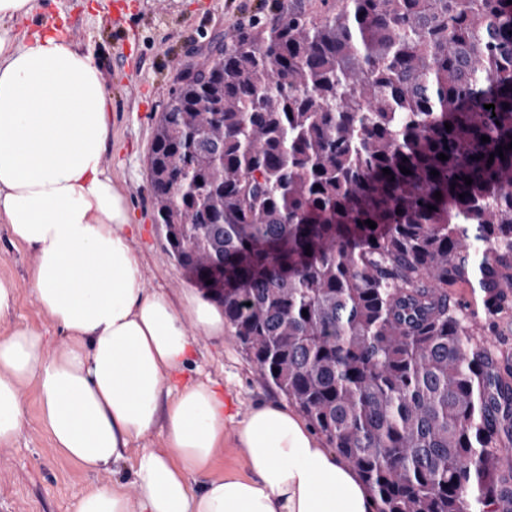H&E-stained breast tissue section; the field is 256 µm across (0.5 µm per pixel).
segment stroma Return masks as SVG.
I'll return each instance as SVG.
<instances>
[{"label":"stroma","mask_w":512,"mask_h":512,"mask_svg":"<svg viewBox=\"0 0 512 512\" xmlns=\"http://www.w3.org/2000/svg\"><path fill=\"white\" fill-rule=\"evenodd\" d=\"M342 0H43L31 24L65 19L66 35L88 51L102 73L112 100L104 166L127 200L138 231L130 241L140 256L148 291L166 294L176 311L200 295L153 219L148 157L157 118L188 65L206 61L215 43L269 25L301 8L319 16ZM32 251L16 242L0 223V278L16 284L13 312L0 320V336L18 326L44 335L47 349L65 336L39 309ZM184 380H212L224 391L228 418L224 448L214 462L218 473L241 470L243 459L234 429L256 404L287 405V398L262 378L245 351L231 338L196 334ZM23 431L0 445V512H74L83 495L100 487L128 486L129 463L85 472L56 448L41 418L34 384L21 391Z\"/></svg>","instance_id":"obj_1"}]
</instances>
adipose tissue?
<instances>
[{
  "instance_id": "ef3b65f1",
  "label": "adipose tissue",
  "mask_w": 512,
  "mask_h": 512,
  "mask_svg": "<svg viewBox=\"0 0 512 512\" xmlns=\"http://www.w3.org/2000/svg\"><path fill=\"white\" fill-rule=\"evenodd\" d=\"M39 0H0V223L33 250L39 306L65 343L41 332L0 336V444L23 427L32 383L57 448L86 471L133 457L135 495L101 487L76 512H377L351 466L278 404L235 428L246 473L214 474L224 393L176 385L193 330L220 337L223 311L192 299L179 315L144 286L137 226L103 165L111 98L93 59L55 27L27 29ZM165 448L132 444L156 426Z\"/></svg>"
}]
</instances>
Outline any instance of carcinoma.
<instances>
[{
	"label": "carcinoma",
	"mask_w": 512,
	"mask_h": 512,
	"mask_svg": "<svg viewBox=\"0 0 512 512\" xmlns=\"http://www.w3.org/2000/svg\"><path fill=\"white\" fill-rule=\"evenodd\" d=\"M216 52L149 155L177 263L378 512H512V367L448 295L512 313V4L343 0Z\"/></svg>",
	"instance_id": "cac0c4a2"
}]
</instances>
